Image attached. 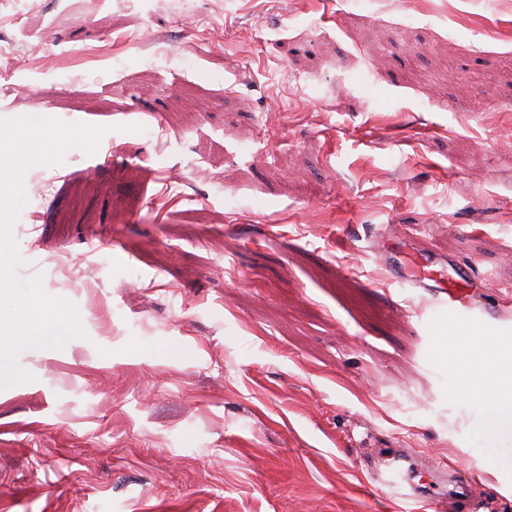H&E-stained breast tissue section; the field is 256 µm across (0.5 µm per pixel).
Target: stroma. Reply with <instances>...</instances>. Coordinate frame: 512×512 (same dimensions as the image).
I'll use <instances>...</instances> for the list:
<instances>
[{
    "label": "stroma",
    "mask_w": 512,
    "mask_h": 512,
    "mask_svg": "<svg viewBox=\"0 0 512 512\" xmlns=\"http://www.w3.org/2000/svg\"><path fill=\"white\" fill-rule=\"evenodd\" d=\"M153 11L0 0V117L119 155L24 176L18 274L85 335L0 390V512H461L376 492L381 448L512 512V431L459 396L447 309L384 265L394 233L470 265L495 317L468 327L512 341V0ZM453 486L452 498L457 502L470 504L485 497L484 489L474 481L458 480L455 476H448V487Z\"/></svg>",
    "instance_id": "1"
}]
</instances>
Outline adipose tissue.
<instances>
[{"mask_svg": "<svg viewBox=\"0 0 512 512\" xmlns=\"http://www.w3.org/2000/svg\"><path fill=\"white\" fill-rule=\"evenodd\" d=\"M441 357L457 358L472 372L488 377V389L498 399L488 421L490 428H512V393H503L506 382H512V346L494 343L477 335L476 331L458 326L449 329L439 339Z\"/></svg>", "mask_w": 512, "mask_h": 512, "instance_id": "ef3b65f1", "label": "adipose tissue"}]
</instances>
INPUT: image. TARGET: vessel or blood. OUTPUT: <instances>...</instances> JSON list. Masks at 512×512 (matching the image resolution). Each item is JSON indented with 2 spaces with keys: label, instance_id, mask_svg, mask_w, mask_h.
I'll return each instance as SVG.
<instances>
[{
  "label": "vessel or blood",
  "instance_id": "1",
  "mask_svg": "<svg viewBox=\"0 0 512 512\" xmlns=\"http://www.w3.org/2000/svg\"><path fill=\"white\" fill-rule=\"evenodd\" d=\"M403 264L406 272L401 276L402 282L440 299L455 319L472 313L474 290L488 285L487 280L475 276L466 266L454 268L448 277L443 272L429 270L427 257L409 250L403 253ZM381 464L384 471L381 484L392 496L422 498L436 505L440 502L437 489L444 483L452 486L454 499L464 504L485 495L476 482L445 477L439 462L431 455L423 456L410 448L392 449L383 456Z\"/></svg>",
  "mask_w": 512,
  "mask_h": 512
}]
</instances>
